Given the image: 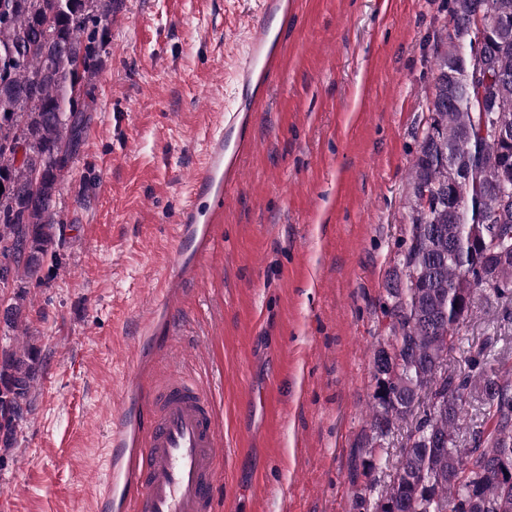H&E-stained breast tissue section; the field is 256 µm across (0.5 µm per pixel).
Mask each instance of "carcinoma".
<instances>
[{
    "instance_id": "1",
    "label": "carcinoma",
    "mask_w": 512,
    "mask_h": 512,
    "mask_svg": "<svg viewBox=\"0 0 512 512\" xmlns=\"http://www.w3.org/2000/svg\"><path fill=\"white\" fill-rule=\"evenodd\" d=\"M115 0H0V288L17 292L3 321L17 327L26 285L53 252L56 200L94 110L92 77L107 42ZM453 31L435 56L428 125L410 169V235L401 251L406 282L384 307L391 341L374 350L370 453L352 481L366 478L361 512H512V365L487 366L483 343L448 371V352L479 291L512 303V257L486 253L480 241L512 250V201L494 198L512 181V138L482 127L475 99L484 88L490 113L512 130V0H451ZM482 17L492 35L478 44L491 77L471 74L467 47ZM24 151L25 157L19 156ZM40 369L30 343L0 348V444L11 448L31 408ZM482 389L491 427L462 448L463 403ZM400 436L390 452L386 440ZM392 463L385 481L376 462Z\"/></svg>"
}]
</instances>
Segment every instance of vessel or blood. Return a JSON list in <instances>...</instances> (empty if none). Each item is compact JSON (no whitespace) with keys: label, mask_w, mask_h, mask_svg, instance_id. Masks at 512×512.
<instances>
[{"label":"vessel or blood","mask_w":512,"mask_h":512,"mask_svg":"<svg viewBox=\"0 0 512 512\" xmlns=\"http://www.w3.org/2000/svg\"><path fill=\"white\" fill-rule=\"evenodd\" d=\"M294 7L292 0H260L246 31L247 51L235 83L243 96L204 138V162L176 216L175 257L182 275L216 243L224 203L240 161L254 150L245 113L261 111L278 76L284 50L270 19ZM134 401L109 414L106 469L94 512H216L223 468L222 440L212 402L179 373L130 380Z\"/></svg>","instance_id":"b4317fda"}]
</instances>
